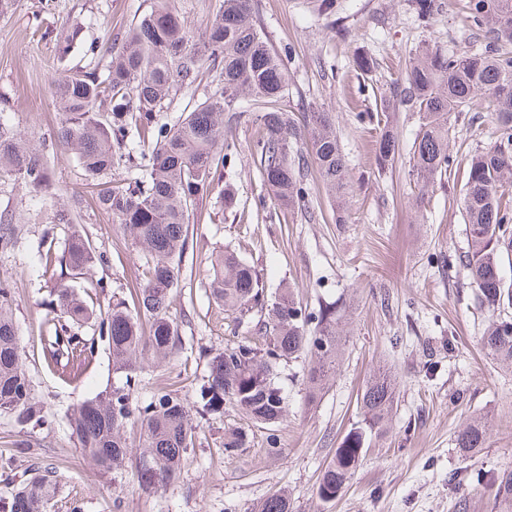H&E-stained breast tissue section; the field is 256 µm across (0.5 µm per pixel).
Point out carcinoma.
I'll return each instance as SVG.
<instances>
[{"instance_id":"carcinoma-1","label":"carcinoma","mask_w":512,"mask_h":512,"mask_svg":"<svg viewBox=\"0 0 512 512\" xmlns=\"http://www.w3.org/2000/svg\"><path fill=\"white\" fill-rule=\"evenodd\" d=\"M418 20L429 25L436 0H413ZM471 25L489 41L476 51H428L412 59L406 72L405 96L419 114L413 160L419 190L428 191L447 175L452 158L448 137L452 118L468 108L488 104L496 126L494 141L467 165L462 209L469 237L459 258L489 313L480 337L486 355L512 366V321L496 310L512 299V285L500 275L501 252L512 223V0H466ZM222 87L195 96L208 73ZM288 91L284 64L258 28L251 0H222L202 35H195L179 14L165 4L151 8L128 28L125 40L112 47L103 75L70 69L52 85L62 120L54 145L72 150L95 186L99 208L119 224L146 279L134 289V310L118 300L90 307L72 282L87 274L104 255L89 237L73 229L61 256L47 251L45 269L60 266L42 326V350L48 367L75 379L95 350V338L108 342L111 384L79 402L68 418L71 436L82 455L116 479L122 476L128 446L127 422L140 427L142 457L134 479L145 491L176 479L193 441L192 413L220 419L231 406L245 425L224 430V455L237 456L251 446L253 429L266 431L268 452L279 451L277 428L287 416L280 368L307 360L305 387L312 403L336 376L346 323L336 301H324L308 313L289 288L265 298L264 286L249 263L231 249L211 254L209 289L224 311L239 324H254L261 342L240 341L222 352L204 351L207 379L193 411L170 389L158 388L148 401L135 396L137 373L145 355L173 358L181 348L179 324L170 314L179 265L188 247V224L194 204L209 194L221 169L232 165L234 146L224 141V125L243 117V100L258 108L255 122L262 133L254 154L264 185L278 204L302 210L308 197L307 174L316 178L343 208L348 187L345 154L326 112H307L298 124L284 112ZM189 96L179 116L164 112L175 99ZM390 104L376 116L382 126L376 160L380 169L393 166L398 153L389 127ZM26 135L0 118V174L13 177L29 193L51 195L45 164L25 146ZM305 152L291 157L298 141ZM119 169L137 175L115 183ZM11 287L0 282V411L20 425L43 424L44 404L33 393L23 369L24 351L13 321ZM92 330L87 336L84 329ZM396 378L381 370L360 397L361 420L345 435L334 459L325 467L316 496L336 499L349 484L369 437L383 430L392 412ZM488 422L477 417L456 436L455 447L468 453L483 448ZM153 471L150 479L147 471ZM57 492L51 472L35 473L19 482L0 512H47ZM252 512H291L288 494L276 492Z\"/></svg>"}]
</instances>
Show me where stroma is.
Instances as JSON below:
<instances>
[{
  "instance_id": "1",
  "label": "stroma",
  "mask_w": 512,
  "mask_h": 512,
  "mask_svg": "<svg viewBox=\"0 0 512 512\" xmlns=\"http://www.w3.org/2000/svg\"><path fill=\"white\" fill-rule=\"evenodd\" d=\"M155 0H18L0 16V114L25 132L38 149L55 187L47 205L27 201L24 190L0 176V214L20 231L14 248L0 253V281L14 287L13 318L25 352V372L48 410L49 424L19 427L0 414V496H9L32 469L54 471L57 494L47 512H250L252 506L288 489L292 512H512L495 500L477 475L512 469V368L480 349L487 313L475 298L462 266L449 257L468 249L459 202L468 159L494 139L488 112H463L453 121L451 177L419 194L412 167L417 112L401 95L411 56L428 48L475 50L483 36L471 27L465 0H438L429 26L416 19L411 0H252L255 17L286 65L288 94L282 107L294 118L330 113L349 169L348 212L337 223L336 207L318 181H311L309 212L290 213L272 200L254 162L258 127L251 117L225 127L236 145L234 166L190 214L189 246L180 264L170 312L180 324L182 347L174 360L145 362L136 395L149 399L161 374L181 375L179 389L196 406L207 374L200 349L220 350L232 336L249 335L210 295L209 257L231 248L252 265L268 292L293 287L308 310L321 300L343 299L351 316L340 368L329 389L308 404L300 363L282 373L288 416L279 427L280 451H266L256 432L243 455L225 456L220 443L233 411L223 419L199 420L193 448L179 477L145 492L85 459L67 418L81 400L115 382L111 353L97 341L79 379L51 371L42 354L45 302L54 286L40 268L42 235L53 229L55 248L70 233L52 224L55 210L76 207L81 231L107 257L93 278L127 300L143 269L118 224L96 204L91 183L74 153L48 151L60 114L50 88L65 69L95 61L106 71L111 44L121 43L130 24ZM80 29L81 41L66 58L57 38ZM95 57L85 54L88 43ZM373 59L370 73L356 68ZM396 104L399 152L392 169L378 171L377 125L359 122L360 112ZM234 194L225 207L223 189ZM386 369L397 390L387 428L371 437L352 481L332 501L316 488L349 430L360 420L358 397L374 372ZM475 415L487 416L484 448L470 454L455 437Z\"/></svg>"
}]
</instances>
